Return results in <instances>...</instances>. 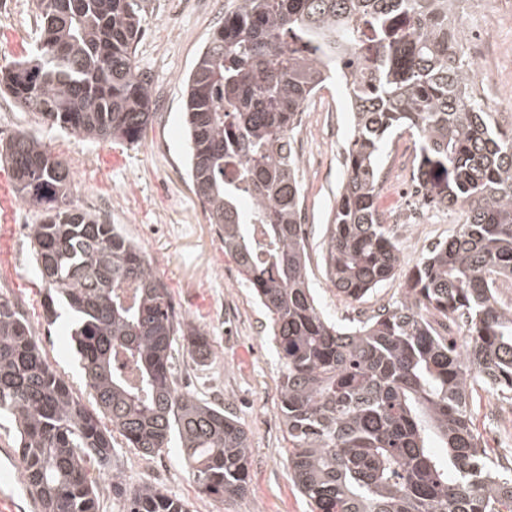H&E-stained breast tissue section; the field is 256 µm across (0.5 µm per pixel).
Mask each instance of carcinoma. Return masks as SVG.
Instances as JSON below:
<instances>
[{
	"instance_id": "cac0c4a2",
	"label": "carcinoma",
	"mask_w": 512,
	"mask_h": 512,
	"mask_svg": "<svg viewBox=\"0 0 512 512\" xmlns=\"http://www.w3.org/2000/svg\"><path fill=\"white\" fill-rule=\"evenodd\" d=\"M142 2L38 0L40 40L0 69V92L77 140L139 143L155 109L151 78L135 64ZM461 2L239 0L186 81L194 192L268 316L288 467L311 512H512V466L490 457L471 413L480 389L512 401V310L492 288L512 278V130L474 93L453 24ZM333 73L350 112L324 255L333 287L360 300L399 262L377 206L379 156L394 132L418 137L430 204L460 210L458 231L407 275L401 298L356 326L327 320L309 287L294 149ZM0 157L16 195L46 206L29 237L42 282L72 312L93 398L74 395L0 298V414L17 426L41 512H98L89 465L111 463L114 432L144 455L175 437L203 492L245 495L247 432L224 408L178 391L172 373L176 337L203 363L208 332L178 318L140 247L71 204L64 158L23 133ZM459 319L463 347L449 332ZM125 512L188 510L144 486Z\"/></svg>"
}]
</instances>
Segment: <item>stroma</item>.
Instances as JSON below:
<instances>
[{
  "mask_svg": "<svg viewBox=\"0 0 512 512\" xmlns=\"http://www.w3.org/2000/svg\"><path fill=\"white\" fill-rule=\"evenodd\" d=\"M237 5L238 0H211L206 7L193 8L189 0H146L145 36L135 62L152 79L156 114L138 144L74 139L41 124L33 113L0 95V142L25 133L64 157L72 171L74 206L117 225L138 244L167 285L180 318L209 333L213 354L202 364L182 344H175L172 367L178 389L232 412L249 437L248 491L223 499L199 492L178 448L145 455L116 439L109 467L93 473L99 512H123L124 499L112 490L116 477L125 491L157 487L183 501L188 512H310L288 467V443L279 413L281 373L270 343L268 317L233 259L225 255L219 230L208 223L189 175L183 126L186 79L214 28ZM39 23L37 0H0V67L34 47ZM464 49L471 60L491 62V71L478 72L475 90L498 125L511 129L512 112L500 109L499 101L512 92V26L480 30L477 42L465 44ZM349 129L343 91L329 84L310 100L294 144L310 286L323 315L342 325L376 315L400 299L405 274L426 257L433 244L456 230L460 216L454 207L432 209L417 237L406 235L398 222L401 201L395 185L413 173L418 141L407 133L391 138L381 154L385 180L379 209L400 249V264L389 280L363 299L338 294L327 279L323 255L343 178ZM41 213V208L17 197L12 170L1 160L0 297L10 300L24 316L48 362L88 404L92 397L78 357L63 336L70 315L64 311L56 320L46 318L47 290L28 237L29 225L39 223ZM14 439V426L1 418L0 476L14 486L16 512H34L22 473L15 466L19 454Z\"/></svg>",
  "mask_w": 512,
  "mask_h": 512,
  "instance_id": "obj_1",
  "label": "stroma"
}]
</instances>
